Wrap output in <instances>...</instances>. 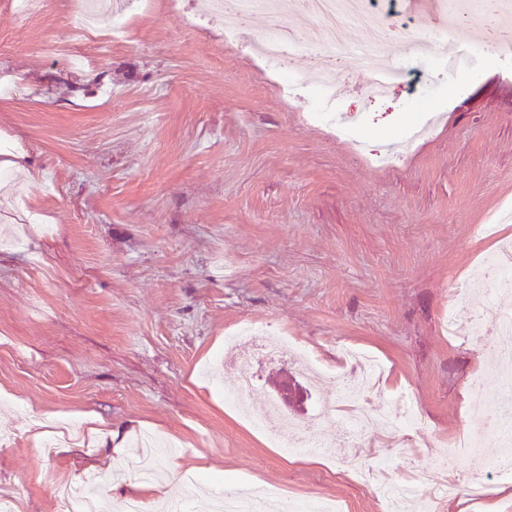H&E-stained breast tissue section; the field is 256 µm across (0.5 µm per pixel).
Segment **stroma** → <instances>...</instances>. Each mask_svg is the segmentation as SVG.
<instances>
[{
  "mask_svg": "<svg viewBox=\"0 0 512 512\" xmlns=\"http://www.w3.org/2000/svg\"><path fill=\"white\" fill-rule=\"evenodd\" d=\"M434 2L379 0L410 77L379 101L349 63L366 34L342 29L347 139L309 119L311 90L285 97L263 64L225 47L221 17L143 0L122 35L101 24L82 39L68 25L76 0H41L24 17L0 0V496L16 512H62L52 483L91 471L108 512L133 497L215 512L241 479L379 512L339 453L293 457L252 426L274 404L336 445L338 414L313 411L335 404L347 346L388 368L367 411L393 417L408 402L423 423L368 432L349 457L386 460L394 481L444 463L459 482L500 484L487 468L495 436L444 461L449 438L485 418L474 371L498 405L512 406V386H498L484 337L449 341L442 318L474 306L476 274L512 239V223L472 233L512 207V60L483 53L403 164L353 151L384 150L420 120L413 84L449 98L447 75L406 48L446 26ZM244 24L259 40L312 20L301 0H278L276 16ZM244 325L292 337L326 375L308 382L287 353L225 365L224 338ZM243 374L255 386L238 410L223 392ZM96 419L123 454L92 433ZM148 454L195 484L154 497L130 467Z\"/></svg>",
  "mask_w": 512,
  "mask_h": 512,
  "instance_id": "stroma-1",
  "label": "stroma"
}]
</instances>
